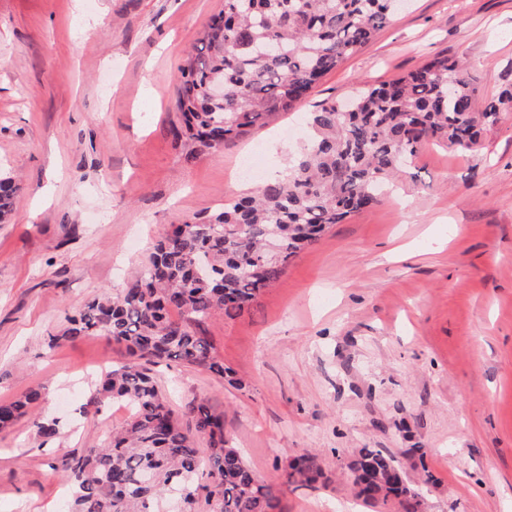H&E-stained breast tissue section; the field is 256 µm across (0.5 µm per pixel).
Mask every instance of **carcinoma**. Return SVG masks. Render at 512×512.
Listing matches in <instances>:
<instances>
[{
	"label": "carcinoma",
	"mask_w": 512,
	"mask_h": 512,
	"mask_svg": "<svg viewBox=\"0 0 512 512\" xmlns=\"http://www.w3.org/2000/svg\"><path fill=\"white\" fill-rule=\"evenodd\" d=\"M402 0H224L178 67L170 129L196 158L304 100L325 74L369 43ZM512 111V85L479 98L467 66L446 54L414 71L358 90L310 113L311 134L286 174L209 215L166 231L127 288L88 301L66 316L61 339L108 336L131 360L101 372L86 406L120 401L131 416L109 440L62 463L74 485L72 512H283L290 487L316 484L318 459L304 454L278 483L259 478L224 435V414L207 402L172 408L146 364L177 363L224 377L204 324L218 312L251 308L302 249L327 228L378 201L428 144L467 153L501 114ZM19 187L0 179V224L10 223ZM43 389L0 404V428L33 415L50 440L56 424L37 416ZM358 497L418 512V494L395 461L364 448L350 465Z\"/></svg>",
	"instance_id": "carcinoma-1"
}]
</instances>
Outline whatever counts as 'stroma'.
<instances>
[{"label": "stroma", "instance_id": "1", "mask_svg": "<svg viewBox=\"0 0 512 512\" xmlns=\"http://www.w3.org/2000/svg\"><path fill=\"white\" fill-rule=\"evenodd\" d=\"M222 0H0V175L21 192L0 224V401L42 387L58 424L0 430V512H69L60 466L130 410L93 413L111 338L63 339L65 317L125 288L172 224L213 213L287 169L312 106L444 53L478 95L512 83V0H409L307 98L223 148L188 158L168 134L178 64ZM208 335L231 376L158 366L173 406L206 399L251 469L323 470L284 512H396L356 499L350 464L392 456L422 512H512V113L474 153L423 149L395 193L330 227L257 303ZM59 337L49 346L50 337Z\"/></svg>", "mask_w": 512, "mask_h": 512}]
</instances>
